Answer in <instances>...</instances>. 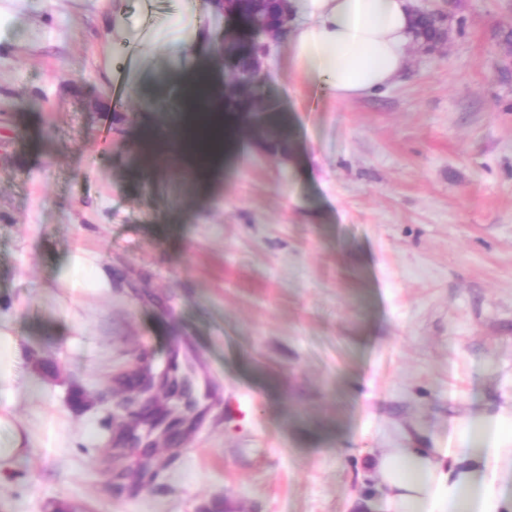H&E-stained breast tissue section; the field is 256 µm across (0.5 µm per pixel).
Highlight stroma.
Returning <instances> with one entry per match:
<instances>
[{"instance_id": "35a3bbf8", "label": "stroma", "mask_w": 512, "mask_h": 512, "mask_svg": "<svg viewBox=\"0 0 512 512\" xmlns=\"http://www.w3.org/2000/svg\"><path fill=\"white\" fill-rule=\"evenodd\" d=\"M413 4L448 38L370 95H288L277 46L288 160L244 133L201 180L137 146L179 103L122 93L112 0H0V313L44 385L0 512H383L373 455L512 418V0ZM79 249L110 290L68 294ZM144 355L198 403L137 477L111 379Z\"/></svg>"}]
</instances>
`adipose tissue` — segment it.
Wrapping results in <instances>:
<instances>
[{
  "instance_id": "1",
  "label": "adipose tissue",
  "mask_w": 512,
  "mask_h": 512,
  "mask_svg": "<svg viewBox=\"0 0 512 512\" xmlns=\"http://www.w3.org/2000/svg\"><path fill=\"white\" fill-rule=\"evenodd\" d=\"M169 23L176 32L177 61H196L215 52L220 33L212 20L220 15L217 0H180ZM292 19L284 33L296 78L312 81L336 98L351 99L391 86L415 48L412 0H290ZM200 115L189 100L181 102L178 130L152 133L142 147L175 151L187 169H196L199 154L221 164L238 148L225 137L221 123L195 143L183 132L198 127ZM26 393L37 402L38 390L19 369V342L9 325L0 324V482L12 475L30 448L29 425L12 408ZM386 491V512H512V494L503 484L512 479V448L504 444L458 449L454 456L438 450L396 448L371 461Z\"/></svg>"
}]
</instances>
